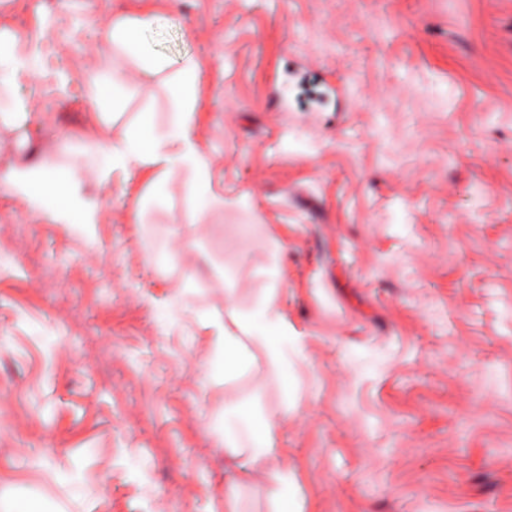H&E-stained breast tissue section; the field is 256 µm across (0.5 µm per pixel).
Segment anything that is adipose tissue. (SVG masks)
<instances>
[{"label":"adipose tissue","instance_id":"ef3b65f1","mask_svg":"<svg viewBox=\"0 0 512 512\" xmlns=\"http://www.w3.org/2000/svg\"><path fill=\"white\" fill-rule=\"evenodd\" d=\"M155 17L146 12L134 18L118 17L109 25V34L117 58L132 55L149 73L164 69L162 59L148 52L143 34ZM175 89L183 108L163 131L142 126L121 140L112 139L106 123H99L90 151L105 159L106 172L130 177L140 175L150 186H159L178 170L191 175V195L196 209L223 204L222 196L212 190V168L195 138L198 114L195 110L200 68L187 60ZM0 182L23 194L33 213L47 216L56 224H92L96 221L93 200L78 192L77 169H50L37 166L26 171L0 173ZM288 333L283 308L276 293H269L249 313L234 304L224 307V321L215 325L211 337L214 361L210 376L233 380L249 364L252 346L259 341L272 343L274 337ZM279 421L265 414L247 413L233 406L224 409V452L249 463L259 458H275L281 453L275 440Z\"/></svg>","mask_w":512,"mask_h":512}]
</instances>
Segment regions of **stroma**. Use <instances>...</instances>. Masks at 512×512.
Listing matches in <instances>:
<instances>
[{
    "label": "stroma",
    "mask_w": 512,
    "mask_h": 512,
    "mask_svg": "<svg viewBox=\"0 0 512 512\" xmlns=\"http://www.w3.org/2000/svg\"><path fill=\"white\" fill-rule=\"evenodd\" d=\"M152 11L168 66L115 60L103 24ZM35 79L0 84V171L82 169L94 224L32 214L0 185V501L46 512H512V0H0ZM196 137L224 195L99 178L89 81L113 139L167 128L186 58ZM277 289L268 349L205 379L225 302ZM281 417L246 468L224 408ZM279 490L277 493V506L274 512H303L302 501L297 495V480L293 472L288 469L278 474Z\"/></svg>",
    "instance_id": "obj_1"
}]
</instances>
